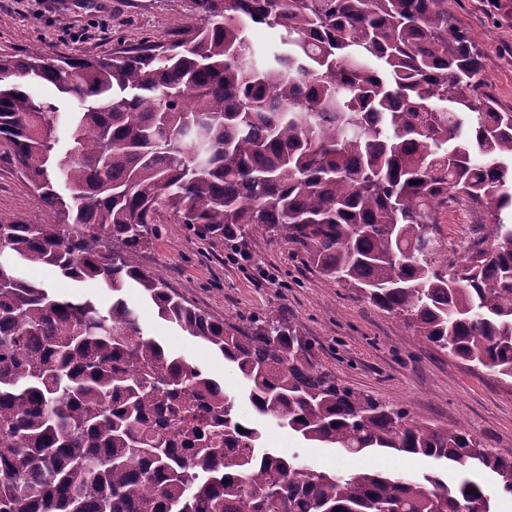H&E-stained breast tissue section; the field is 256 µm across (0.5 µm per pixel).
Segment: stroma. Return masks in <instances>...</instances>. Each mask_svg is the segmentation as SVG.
<instances>
[{
    "label": "stroma",
    "mask_w": 512,
    "mask_h": 512,
    "mask_svg": "<svg viewBox=\"0 0 512 512\" xmlns=\"http://www.w3.org/2000/svg\"><path fill=\"white\" fill-rule=\"evenodd\" d=\"M448 21L479 54L484 93L501 111L512 112V0H448ZM196 24L195 16L170 0H0V56L38 49L50 58L97 57L169 39ZM0 217L33 222L42 217L36 196L5 166L0 167ZM436 220L449 249L457 250L462 237L489 218L460 200L440 208ZM236 249L249 253L247 264L233 260ZM137 261L225 323L287 319L312 342L315 363L347 385L437 427H463L487 447L512 452V387L489 370L471 369L421 343L393 315L307 266L284 239L246 233L231 241L202 239L169 218ZM26 275L64 299L86 298L103 306L112 301L97 283L77 284L40 265L28 266ZM132 302L148 335L221 382L226 393L237 396L239 414L253 418L251 405L240 397L239 374L222 357L160 319L152 303L137 296ZM265 445L280 455L298 456L317 471L367 468L419 477L434 469L425 458L347 455L302 441L272 423L265 426Z\"/></svg>",
    "instance_id": "obj_1"
}]
</instances>
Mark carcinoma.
Listing matches in <instances>:
<instances>
[{
  "instance_id": "carcinoma-1",
  "label": "carcinoma",
  "mask_w": 512,
  "mask_h": 512,
  "mask_svg": "<svg viewBox=\"0 0 512 512\" xmlns=\"http://www.w3.org/2000/svg\"><path fill=\"white\" fill-rule=\"evenodd\" d=\"M172 2L201 25L108 57H0V162L44 212L0 219V512H497L512 454L338 383L297 327L227 325L135 261L165 214L200 236L279 234L512 386V112L481 91L446 0ZM262 26L279 47H254ZM450 193L493 218L459 261L433 220ZM26 264L112 303L61 299ZM129 288L233 364L258 414L440 468L316 472L270 452L219 381L145 334Z\"/></svg>"
}]
</instances>
